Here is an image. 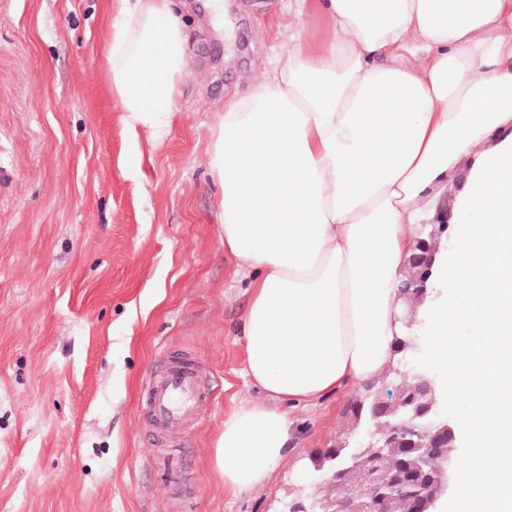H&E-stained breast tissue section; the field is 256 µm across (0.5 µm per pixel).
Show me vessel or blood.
<instances>
[{
	"label": "vessel or blood",
	"instance_id": "b4317fda",
	"mask_svg": "<svg viewBox=\"0 0 512 512\" xmlns=\"http://www.w3.org/2000/svg\"><path fill=\"white\" fill-rule=\"evenodd\" d=\"M147 395L153 421L167 428L195 414L202 389L196 372L182 363L152 377Z\"/></svg>",
	"mask_w": 512,
	"mask_h": 512
}]
</instances>
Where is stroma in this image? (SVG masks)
<instances>
[{"label": "stroma", "instance_id": "stroma-1", "mask_svg": "<svg viewBox=\"0 0 512 512\" xmlns=\"http://www.w3.org/2000/svg\"><path fill=\"white\" fill-rule=\"evenodd\" d=\"M175 0L190 73L160 137L129 126L103 65L106 0H0V512H284L312 454L350 425L348 386L289 405L295 448L265 486L224 490V417L261 399L242 375L247 285L224 250L209 175L225 103L272 74L288 0ZM153 155L135 180L136 151ZM455 286L431 289L417 364ZM176 356L204 376L198 417L156 436L149 373ZM471 395L448 406L456 466L478 449Z\"/></svg>", "mask_w": 512, "mask_h": 512}]
</instances>
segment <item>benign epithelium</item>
<instances>
[{
    "label": "benign epithelium",
    "instance_id": "1",
    "mask_svg": "<svg viewBox=\"0 0 512 512\" xmlns=\"http://www.w3.org/2000/svg\"><path fill=\"white\" fill-rule=\"evenodd\" d=\"M448 208L442 207L436 218L430 224L422 225V232L426 238L420 240L423 250L415 254L411 262L420 266L418 276L412 278L407 287L414 290L425 301L428 290V282L432 276L435 256L440 250V241L448 234ZM403 355L399 358L397 366L393 368L400 384L410 381L415 382L416 395L411 402V409L396 415L399 423L392 425L394 430L405 428L403 419L412 423L411 433L425 437L432 441L437 438L445 439L446 446L456 447L457 434L452 420L448 417L442 401L441 391L434 378V373L425 366H416L413 360L418 352L414 342L402 347ZM377 424L369 418L363 423L356 424V430L347 435L345 440L334 448L328 457L332 465L328 468L324 465L313 467L314 472L330 479L342 469L346 468L356 473V484L353 492L360 500L359 508L355 509L345 502H321L311 501L305 503L303 498H298L290 508V512H382L381 498L378 491L384 485V477L380 468L373 460L363 458L361 448H389L391 442L384 435L378 434ZM448 452H443L438 459L439 468L444 470V479L440 483H420V491L415 504V512H439L438 502L448 495L452 486L453 473L448 468Z\"/></svg>",
    "mask_w": 512,
    "mask_h": 512
}]
</instances>
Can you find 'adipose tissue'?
Here are the masks:
<instances>
[{
	"label": "adipose tissue",
	"mask_w": 512,
	"mask_h": 512,
	"mask_svg": "<svg viewBox=\"0 0 512 512\" xmlns=\"http://www.w3.org/2000/svg\"><path fill=\"white\" fill-rule=\"evenodd\" d=\"M112 97L133 124L174 110L188 75L173 0H108ZM430 363L483 400L478 457L459 475L470 512H512V0H296L275 74L231 100L209 156L224 247L247 281L245 378L262 399L224 417V488L263 486L294 446L286 406L379 380L393 361L415 225L448 181ZM474 332L448 349L458 320Z\"/></svg>",
	"instance_id": "adipose-tissue-1"
}]
</instances>
